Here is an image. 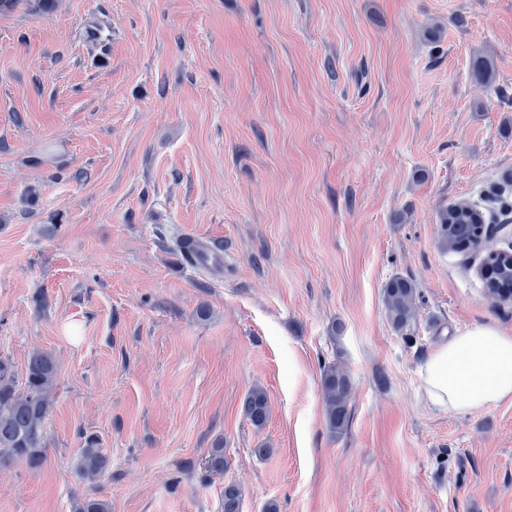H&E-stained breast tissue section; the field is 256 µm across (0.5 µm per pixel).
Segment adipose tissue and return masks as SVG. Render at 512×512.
Instances as JSON below:
<instances>
[{
  "instance_id": "ef3b65f1",
  "label": "adipose tissue",
  "mask_w": 512,
  "mask_h": 512,
  "mask_svg": "<svg viewBox=\"0 0 512 512\" xmlns=\"http://www.w3.org/2000/svg\"><path fill=\"white\" fill-rule=\"evenodd\" d=\"M438 409H479L512 400V336L478 326L436 348L420 368Z\"/></svg>"
}]
</instances>
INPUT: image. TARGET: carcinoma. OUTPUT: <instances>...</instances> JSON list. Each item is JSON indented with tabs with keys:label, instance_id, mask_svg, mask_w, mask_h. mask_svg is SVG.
I'll return each instance as SVG.
<instances>
[{
	"label": "carcinoma",
	"instance_id": "1",
	"mask_svg": "<svg viewBox=\"0 0 512 512\" xmlns=\"http://www.w3.org/2000/svg\"><path fill=\"white\" fill-rule=\"evenodd\" d=\"M485 215L476 204L457 203L439 213V242L443 251H461L478 242V231ZM485 265L489 276L487 294L499 301L512 299V266L507 265L500 251H488ZM383 302L392 328L406 332L413 326L420 301L415 283L403 276H394L383 287ZM57 365L52 354L35 351L31 354L23 382L18 389L10 366L0 360V469L17 462L30 469L42 467L45 461V423L53 400ZM322 392L325 417L331 432L340 434L349 424L350 378L338 364L323 370ZM244 411L256 426L268 415V401L263 391H252L245 400ZM109 466V458L98 448L97 439L88 437L80 449L75 469L81 479L93 482ZM240 490L233 482L224 484V512H239ZM75 512H111L109 504L86 497L74 506Z\"/></svg>",
	"mask_w": 512,
	"mask_h": 512
}]
</instances>
